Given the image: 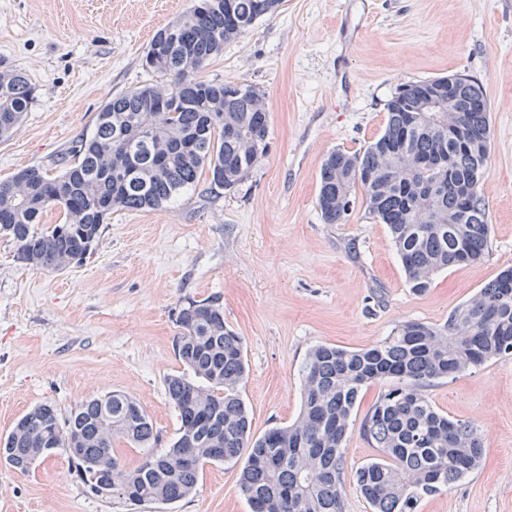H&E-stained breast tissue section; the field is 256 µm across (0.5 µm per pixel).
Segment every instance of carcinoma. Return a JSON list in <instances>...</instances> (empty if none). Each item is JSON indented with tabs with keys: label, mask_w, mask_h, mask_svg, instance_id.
Returning a JSON list of instances; mask_svg holds the SVG:
<instances>
[{
	"label": "carcinoma",
	"mask_w": 512,
	"mask_h": 512,
	"mask_svg": "<svg viewBox=\"0 0 512 512\" xmlns=\"http://www.w3.org/2000/svg\"><path fill=\"white\" fill-rule=\"evenodd\" d=\"M284 0H204L157 30L143 57L160 78L112 96L91 132L75 141L60 173L42 166L0 182V234L22 264L58 272L81 263L109 215L158 211L207 175L209 189L230 191L268 149L270 112L250 84L201 79L200 73ZM453 87H448V79ZM408 81L386 103L382 134L364 150L330 152L320 170L317 206L327 224L343 223L356 191L371 219L388 226L409 287L424 293L433 275L483 260L490 243L479 185L489 171L490 104L483 85L461 74ZM36 101L18 71L0 73V138ZM462 125L464 139H448ZM62 222L40 231L42 214ZM175 355L182 370L165 390L178 412L177 437L159 435L142 406L121 392L67 413L32 407L0 441V462L27 473L51 448L67 456L94 494L126 504L189 497L204 466L245 459L239 487L251 512H343L348 475L342 444L363 387L391 381L361 422L375 458L350 477L371 512H418L480 464L483 445L469 421L441 412L422 393L512 355V266L502 269L442 326L410 320L369 348L313 347L302 369L296 419L256 436L241 395L247 377L243 340L224 324L220 298L180 305ZM122 440L144 451L128 468Z\"/></svg>",
	"instance_id": "obj_1"
}]
</instances>
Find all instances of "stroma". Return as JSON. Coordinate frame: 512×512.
I'll return each instance as SVG.
<instances>
[{
	"instance_id": "obj_1",
	"label": "stroma",
	"mask_w": 512,
	"mask_h": 512,
	"mask_svg": "<svg viewBox=\"0 0 512 512\" xmlns=\"http://www.w3.org/2000/svg\"><path fill=\"white\" fill-rule=\"evenodd\" d=\"M193 0H0V72L19 70L37 100L0 139V181L56 161L91 131L114 94L153 81L142 56L154 33ZM452 73L480 81L492 153L480 184L491 226L476 265L439 272L414 293L387 225L362 205L327 224L316 206L327 153L359 152L383 131L401 83ZM205 79L265 94L269 152L231 191L205 186L168 209L111 215L90 254L63 272L24 266L0 235V437L34 405L69 412L120 391L151 417L159 447L179 420L164 386L180 363L176 315L219 297L243 339V397L255 433L293 421L300 368L328 343L365 348L408 320L445 323L512 265V0H286L227 44ZM473 422L483 461L425 499L419 512H512V355L424 389ZM0 512H131L90 493L66 456L22 474L0 465ZM132 512H250L235 466H206L196 493Z\"/></svg>"
}]
</instances>
